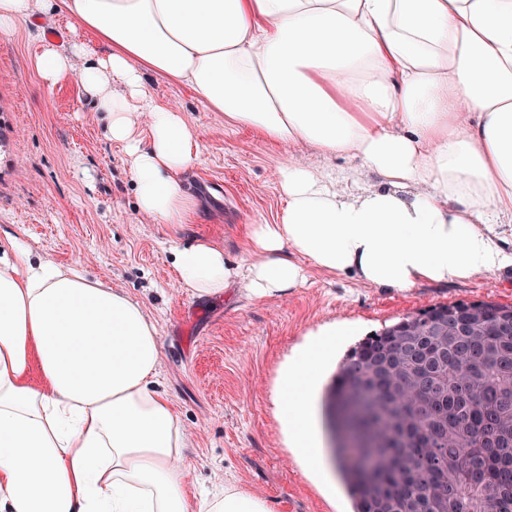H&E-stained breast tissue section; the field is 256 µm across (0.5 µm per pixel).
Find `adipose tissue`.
<instances>
[{
  "label": "adipose tissue",
  "instance_id": "obj_1",
  "mask_svg": "<svg viewBox=\"0 0 512 512\" xmlns=\"http://www.w3.org/2000/svg\"><path fill=\"white\" fill-rule=\"evenodd\" d=\"M75 38L48 37L45 18ZM35 31V67L74 79L122 146L139 213L187 223L199 133L142 76L194 90L225 124L284 147L360 159L380 181L349 198L331 171L277 170L283 207L251 225L236 263L209 241L172 246L180 287L286 296L308 269L382 288L445 285L512 267V0H0V34ZM98 45L104 55L75 68ZM335 325L295 349L277 418L322 480L317 396ZM158 327L122 290L0 242V512H192L187 438L158 389ZM206 512H270L228 482Z\"/></svg>",
  "mask_w": 512,
  "mask_h": 512
}]
</instances>
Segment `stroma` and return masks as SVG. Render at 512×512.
<instances>
[{"label":"stroma","mask_w":512,"mask_h":512,"mask_svg":"<svg viewBox=\"0 0 512 512\" xmlns=\"http://www.w3.org/2000/svg\"><path fill=\"white\" fill-rule=\"evenodd\" d=\"M37 40L20 24L0 34V234L30 251L127 292L159 331L160 387L189 446L184 464L197 512L225 482L267 499L271 512H352L344 487L326 500L283 444L275 416L277 372L307 334L344 323L349 349L366 335L436 304L512 303V271L399 291L310 269L283 298L247 300L238 289L198 299L178 285L172 245L207 239L230 260L246 256L245 230L272 223L283 202L279 163L320 164L304 145L283 148L226 125L189 88L148 74L155 99L176 105L200 133L185 176L199 208L191 223L153 224L137 211L122 148L75 82L46 85Z\"/></svg>","instance_id":"stroma-1"}]
</instances>
